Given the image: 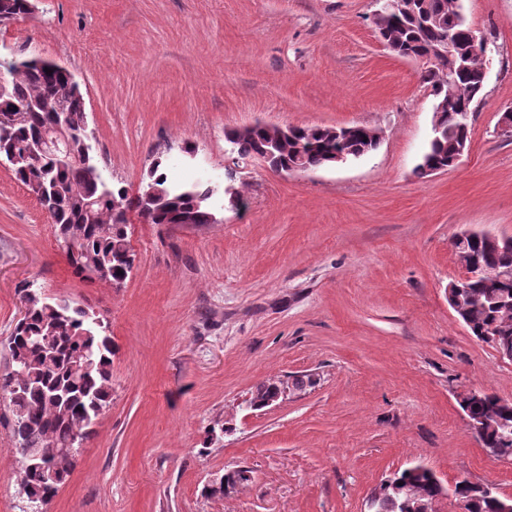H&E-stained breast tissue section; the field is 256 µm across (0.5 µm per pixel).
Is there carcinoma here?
Masks as SVG:
<instances>
[{
  "mask_svg": "<svg viewBox=\"0 0 512 512\" xmlns=\"http://www.w3.org/2000/svg\"><path fill=\"white\" fill-rule=\"evenodd\" d=\"M374 24L382 42L399 57H423L434 42L450 34L459 43L457 55L468 58L463 68L445 60L422 74L436 100L448 99L438 119L441 131L429 143L422 163L449 165L458 148L469 142V119L460 113H472L483 90L478 80L483 61L469 43L471 27L461 0H418L416 13L402 18L378 15ZM7 72L8 94L0 96V126L5 131L0 156L16 155L18 160L10 164L16 178L27 188L37 184L36 199L50 216L57 247L76 273L87 277L96 268L102 281L127 278V220L115 214L112 200L125 201L128 211L141 209L142 203L124 189L104 183L94 157L84 156L86 121L77 90L66 73L55 68L47 73L45 66L25 60L9 64ZM63 117L72 131L71 154L32 153L43 131ZM229 141L238 155L261 159L271 170L288 173L300 153L308 168L314 169L329 164L337 150L348 159L364 156L377 148L380 137L366 126L350 131L342 141L337 140L334 127L297 128L291 137L272 128H253L230 132ZM151 177L165 190L151 223L166 224L174 212L209 213L210 189L170 184L165 174L155 170ZM457 248L458 254L471 255L496 270L494 276L478 272L469 281L470 294L478 297L467 310L469 329L483 341L495 334L499 347L511 349L512 306L503 307V301H512V249L500 250L472 237ZM21 299L25 315L8 339L9 359L0 372V406L12 416L22 467L20 491L36 509L55 496L72 471L73 461L60 451L81 447L87 438L86 420L100 416L112 400V340L106 326L93 324L90 313L68 299L45 297L29 285ZM499 401L497 395L484 393L473 409L489 418L500 416ZM27 453L56 467V481L42 470L27 467ZM390 482L399 491L389 492L381 512H409V496L440 493L433 473L425 469H405ZM454 495L470 501L469 512H500L498 500L479 484H457Z\"/></svg>",
  "mask_w": 512,
  "mask_h": 512,
  "instance_id": "carcinoma-1",
  "label": "carcinoma"
}]
</instances>
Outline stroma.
Masks as SVG:
<instances>
[{"label":"stroma","mask_w":512,"mask_h":512,"mask_svg":"<svg viewBox=\"0 0 512 512\" xmlns=\"http://www.w3.org/2000/svg\"><path fill=\"white\" fill-rule=\"evenodd\" d=\"M491 68L455 169L419 177L435 99L422 62L394 55L375 0H39L0 25V63L67 67L85 97L103 178L136 194L152 167L212 187L210 224L129 212L121 286L75 274L52 223L0 167V369L35 283L95 313L112 338V401L43 512H363L406 468L434 471L437 512L457 482L512 494V461L486 453L459 399L512 400V361L450 308L464 230L512 236V0H462ZM376 129L357 159L276 173L229 130ZM241 194L245 209L229 203ZM314 388L253 409L267 380ZM219 429L209 439L210 429ZM251 479L207 496L213 474ZM0 409V512H31Z\"/></svg>","instance_id":"35a3bbf8"}]
</instances>
